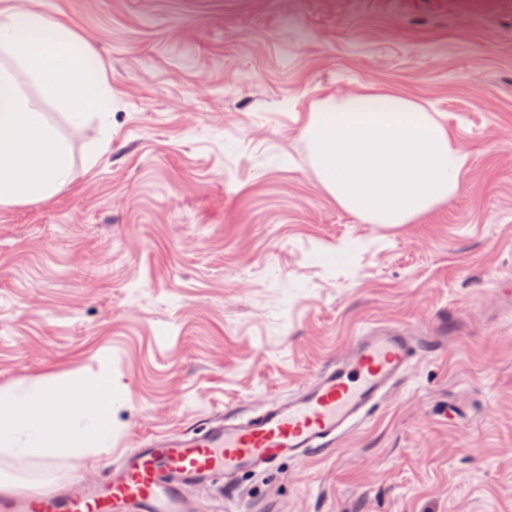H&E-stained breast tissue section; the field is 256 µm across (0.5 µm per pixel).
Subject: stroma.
Wrapping results in <instances>:
<instances>
[{"instance_id": "35a3bbf8", "label": "stroma", "mask_w": 512, "mask_h": 512, "mask_svg": "<svg viewBox=\"0 0 512 512\" xmlns=\"http://www.w3.org/2000/svg\"><path fill=\"white\" fill-rule=\"evenodd\" d=\"M100 56L110 123L56 126L73 166L0 206V385L112 378V446L0 465L80 492L152 437L283 401L363 330L420 352L322 454L192 486L185 512H512V0H0ZM438 113L462 189L365 224L301 133L362 86Z\"/></svg>"}]
</instances>
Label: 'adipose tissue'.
<instances>
[{"label":"adipose tissue","instance_id":"obj_1","mask_svg":"<svg viewBox=\"0 0 512 512\" xmlns=\"http://www.w3.org/2000/svg\"><path fill=\"white\" fill-rule=\"evenodd\" d=\"M322 188L366 224H413L461 188L468 150L415 100L361 89L322 97L302 126ZM112 381L0 386V459L112 445Z\"/></svg>","mask_w":512,"mask_h":512}]
</instances>
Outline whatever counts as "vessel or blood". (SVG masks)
I'll use <instances>...</instances> for the list:
<instances>
[{
	"instance_id": "b4317fda",
	"label": "vessel or blood",
	"mask_w": 512,
	"mask_h": 512,
	"mask_svg": "<svg viewBox=\"0 0 512 512\" xmlns=\"http://www.w3.org/2000/svg\"><path fill=\"white\" fill-rule=\"evenodd\" d=\"M418 351L404 330L367 329L350 354L320 371L288 400L204 431L148 440L133 448L99 489L25 499L23 512H182L190 484L264 473L329 448L377 406Z\"/></svg>"
}]
</instances>
